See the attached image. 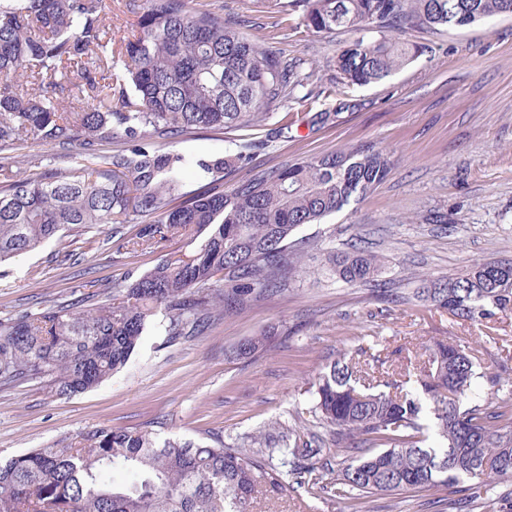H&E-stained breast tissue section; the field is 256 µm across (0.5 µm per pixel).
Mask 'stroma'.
<instances>
[{"mask_svg":"<svg viewBox=\"0 0 512 512\" xmlns=\"http://www.w3.org/2000/svg\"><path fill=\"white\" fill-rule=\"evenodd\" d=\"M251 35L274 38L285 59L302 60L305 86L259 126L201 129L159 141V148L213 160L246 143L260 170L365 143L390 151L397 163L378 189L296 233L306 241L329 236L339 246L363 237L383 261L380 288L316 279L322 253L309 251V276L288 290L252 301L198 336L170 343L149 333L128 365L97 388L68 397L53 396L36 381L0 390L1 457L103 425L197 443L217 436L235 445L275 434L310 407L311 383L356 336L415 347L457 339L486 347L488 375L500 374L512 352V316L498 325L500 345L488 347L485 327H461L429 304L389 297L421 277L456 274L476 261L512 262V16L400 33L419 48L418 57L363 87L332 80L329 62L349 34L267 27ZM78 152L35 139L16 151L13 169L29 174L34 156L65 168ZM438 215L445 223H435ZM136 230L133 223L117 232L96 227L16 257L0 273V319L72 299L79 284L104 298L114 282L148 272L160 255L132 250ZM275 325L282 334L266 350L236 357L241 341ZM457 498L452 488L405 490L345 508L327 494L291 491L264 502L260 512H448Z\"/></svg>","mask_w":512,"mask_h":512,"instance_id":"35a3bbf8","label":"stroma"}]
</instances>
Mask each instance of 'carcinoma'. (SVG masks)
Wrapping results in <instances>:
<instances>
[{"instance_id":"carcinoma-1","label":"carcinoma","mask_w":512,"mask_h":512,"mask_svg":"<svg viewBox=\"0 0 512 512\" xmlns=\"http://www.w3.org/2000/svg\"><path fill=\"white\" fill-rule=\"evenodd\" d=\"M267 13H300L306 31L353 35L332 60L339 82L378 83L419 49L389 37L415 27H464L512 15V0H256ZM106 0H0V152L30 138L80 142L85 162L23 177L0 156V265L67 233L151 221L130 239L141 250L189 239L149 272L116 284L100 301L80 298L0 320V388L37 380L68 396L124 369L146 333L167 340L201 332L215 315L306 274L293 236L380 186L394 161L374 144L307 156L248 172L227 191L188 197L177 207L185 169L221 181L247 168L242 149L210 162L153 148L155 139L201 128L241 129L265 120L306 79L265 42L185 0H142L134 40L112 43ZM118 58L123 72L112 69ZM122 134L132 155L95 145ZM327 274L347 285L378 286V255L348 243L326 251ZM458 325L489 326L512 314V263H473L424 279L411 295ZM277 331L240 343L264 350ZM398 369L389 370L393 361ZM483 352L435 340L422 350L374 340L332 363L312 385L309 413L324 434L288 426L246 447L163 440L147 431L99 426L70 441L0 458V512H257L261 498L294 482L323 490L331 448L363 452L336 475L347 504L368 494L461 485L471 510L491 498L512 512V388L483 370ZM488 378L483 396L476 383ZM279 456V466L271 459ZM123 471L127 480L114 481Z\"/></svg>"}]
</instances>
